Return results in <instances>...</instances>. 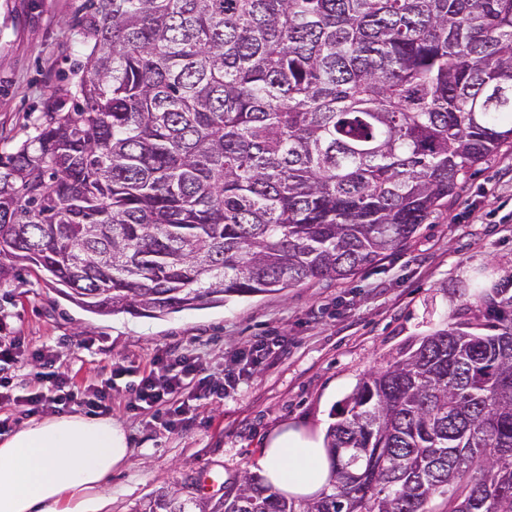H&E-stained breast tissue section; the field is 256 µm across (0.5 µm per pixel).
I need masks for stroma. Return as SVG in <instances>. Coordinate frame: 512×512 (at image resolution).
I'll use <instances>...</instances> for the list:
<instances>
[{
    "label": "stroma",
    "instance_id": "1",
    "mask_svg": "<svg viewBox=\"0 0 512 512\" xmlns=\"http://www.w3.org/2000/svg\"><path fill=\"white\" fill-rule=\"evenodd\" d=\"M87 0H0V157L33 138L47 105L71 109L64 89L80 61L79 22ZM512 292V148L473 167L448 204L400 248L348 279L288 293L232 298L162 318L90 313L60 294L36 268L0 284V317L26 341L56 346L58 367L78 387L97 384L112 364L130 375L112 386V419L124 427L133 457L104 492L108 512H141L162 489L216 483L195 495L212 505L257 473L266 437L284 424L329 428L345 398L367 374L385 369L408 346L449 323L470 320L482 300ZM259 336L286 351L253 367L223 399L199 401L183 429L155 425L127 411L133 371L178 348L200 354L221 379L231 357ZM93 349H85L86 341Z\"/></svg>",
    "mask_w": 512,
    "mask_h": 512
}]
</instances>
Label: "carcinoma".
<instances>
[{
	"mask_svg": "<svg viewBox=\"0 0 512 512\" xmlns=\"http://www.w3.org/2000/svg\"><path fill=\"white\" fill-rule=\"evenodd\" d=\"M83 59L0 184V279L159 318L344 280L512 144V0H90ZM36 147H31V144ZM512 296L359 382L330 490L212 512H512ZM162 490L143 512H193Z\"/></svg>",
	"mask_w": 512,
	"mask_h": 512,
	"instance_id": "obj_1",
	"label": "carcinoma"
}]
</instances>
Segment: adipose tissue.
Segmentation results:
<instances>
[{
	"label": "adipose tissue",
	"mask_w": 512,
	"mask_h": 512,
	"mask_svg": "<svg viewBox=\"0 0 512 512\" xmlns=\"http://www.w3.org/2000/svg\"><path fill=\"white\" fill-rule=\"evenodd\" d=\"M132 450L111 417L54 415L0 438V512H102L100 490ZM260 473L276 491L310 500L331 480L321 432L290 426L267 437Z\"/></svg>",
	"instance_id": "adipose-tissue-1"
}]
</instances>
